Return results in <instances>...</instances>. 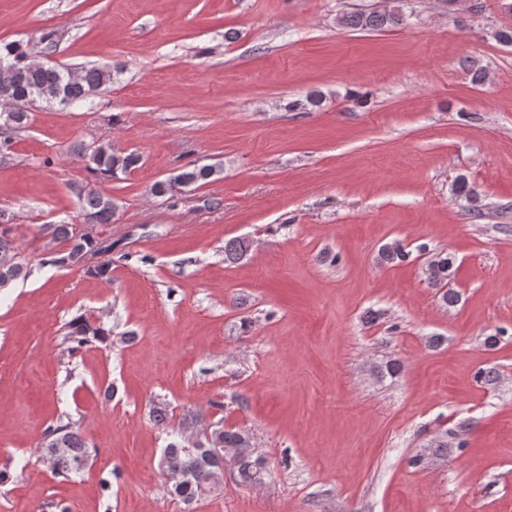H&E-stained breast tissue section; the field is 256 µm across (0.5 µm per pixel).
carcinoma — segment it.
<instances>
[{
	"label": "carcinoma",
	"instance_id": "1",
	"mask_svg": "<svg viewBox=\"0 0 512 512\" xmlns=\"http://www.w3.org/2000/svg\"><path fill=\"white\" fill-rule=\"evenodd\" d=\"M400 14L395 11L357 9L340 17L343 27L353 30H379L395 25ZM11 72L6 87H0V96L10 101L12 111L0 112V150L10 146L11 135L27 120V108L36 104L63 107L80 106L93 108L95 99L105 93L112 84V70L100 66H84L73 70L62 65L41 63L29 51L16 44H0V68ZM72 154L84 163L86 170L102 179H117L136 169L141 161L138 154L119 151L110 143L98 140H82L75 144ZM221 168L214 165L194 166L180 173L155 182L152 192L157 196L174 195L192 185H203L220 175ZM456 196L469 202L478 198L476 186L464 176L453 183ZM80 216L90 224H110L118 210L112 197L89 185L77 188ZM44 230L50 241L62 245V250L53 253L51 262L59 267H85V272L97 279H112V259L108 258L93 266H84L90 254H108L112 245L96 237L73 240L70 224H48ZM249 246L242 239H231L224 243V262L234 264L247 254ZM381 260L387 265L405 262L409 251L403 242L394 240L380 249ZM455 260L448 253L440 252L432 260V273L428 281L444 288L439 301L445 306L459 302L457 291L448 287L454 276ZM26 266L19 260V246L13 234V225L0 221V288H7L25 277ZM70 349L77 351L93 343L112 342V328L88 314L79 315L67 323L64 336ZM204 414L187 413L182 416L174 437L163 448L166 476V492L169 497L190 506L207 497L218 485L214 475L220 470V459L211 450L220 452L235 449L232 466L235 479L242 487L257 486L267 475L265 461L256 454L253 436L245 428H226L216 423L208 432H201ZM41 457L49 462L54 473L69 478L80 476L86 468L83 463L93 457V451L79 431L69 425L48 429L38 445Z\"/></svg>",
	"mask_w": 512,
	"mask_h": 512
}]
</instances>
